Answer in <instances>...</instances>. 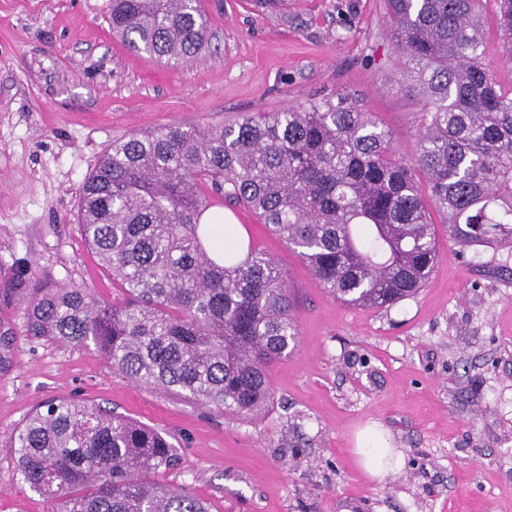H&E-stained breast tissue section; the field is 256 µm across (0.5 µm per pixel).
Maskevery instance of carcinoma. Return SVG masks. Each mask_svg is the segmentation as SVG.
<instances>
[{
    "label": "carcinoma",
    "mask_w": 512,
    "mask_h": 512,
    "mask_svg": "<svg viewBox=\"0 0 512 512\" xmlns=\"http://www.w3.org/2000/svg\"><path fill=\"white\" fill-rule=\"evenodd\" d=\"M385 23L422 113L413 157L360 99L319 93L205 127L171 123L112 141L85 180L87 246L126 292L0 274V366L17 339L90 345L134 383L252 420L274 406L267 370L297 342L292 289L227 204L285 242L340 303L384 309L438 259L431 211L463 248L512 243V88L485 62L480 0H385ZM495 26L512 55V0ZM112 33L168 65L208 47L201 0H111ZM24 305L17 326L4 311ZM17 475L53 512H209L157 476L176 462L155 429L78 397L39 404L11 434Z\"/></svg>",
    "instance_id": "1"
}]
</instances>
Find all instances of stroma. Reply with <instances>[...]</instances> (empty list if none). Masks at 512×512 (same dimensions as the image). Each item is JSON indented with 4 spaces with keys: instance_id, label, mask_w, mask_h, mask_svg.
<instances>
[{
    "instance_id": "1",
    "label": "stroma",
    "mask_w": 512,
    "mask_h": 512,
    "mask_svg": "<svg viewBox=\"0 0 512 512\" xmlns=\"http://www.w3.org/2000/svg\"><path fill=\"white\" fill-rule=\"evenodd\" d=\"M209 49L182 66L131 53L109 0H0V265L126 295L87 247L82 184L111 144L170 123L275 112L336 89L357 94L412 157L421 111L385 27L383 0H203ZM485 59L512 86L493 24ZM292 288L299 343L271 365L275 405L250 422L139 386L95 347L19 338L0 367V512H50L9 443L35 406L77 394L165 433L162 474L209 512H512V248H463L433 215L439 259L390 308L342 305L251 213L232 208ZM376 426L401 460L370 480L354 453Z\"/></svg>"
}]
</instances>
